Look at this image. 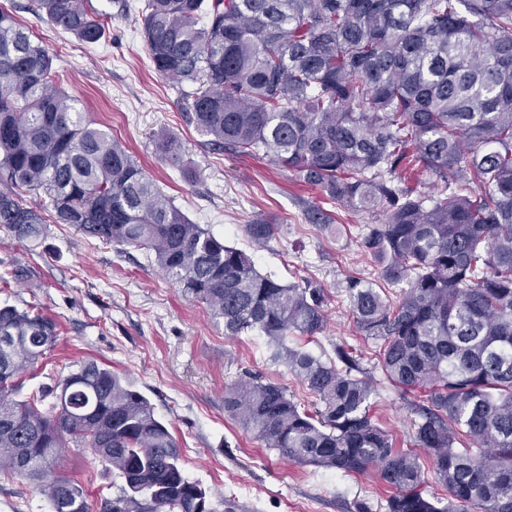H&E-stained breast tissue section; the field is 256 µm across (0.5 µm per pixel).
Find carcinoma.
<instances>
[{"label":"carcinoma","instance_id":"1","mask_svg":"<svg viewBox=\"0 0 512 512\" xmlns=\"http://www.w3.org/2000/svg\"><path fill=\"white\" fill-rule=\"evenodd\" d=\"M32 9L83 43L104 36L91 0ZM142 25L156 72L187 86L186 111L212 141L268 158L328 201L383 214L357 242L383 281L406 285L402 298L394 306L361 279L348 290L360 335L383 341L387 377L428 392L429 405L412 407L414 449L374 422L373 382L348 351L324 361L288 346L326 328L324 288L262 274L251 254L189 222L77 107L57 56L2 9L0 230L36 243L49 217L143 250L224 335L265 336L319 408L248 374L225 388L224 411L283 457L378 468L397 488L388 512H512V0H145ZM413 168L444 188L407 187ZM28 190L50 210L29 205ZM308 220L335 222L319 206ZM276 230L245 225L257 245ZM56 340L39 307L0 304V470L39 487L52 512H88L85 486L53 474L73 442L122 479L102 512H212L154 405L111 369L86 361L18 398ZM420 449L445 504L421 490Z\"/></svg>","mask_w":512,"mask_h":512}]
</instances>
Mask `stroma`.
I'll use <instances>...</instances> for the list:
<instances>
[{
	"mask_svg": "<svg viewBox=\"0 0 512 512\" xmlns=\"http://www.w3.org/2000/svg\"><path fill=\"white\" fill-rule=\"evenodd\" d=\"M106 33L95 44L79 42L32 11L31 0H0L19 22L58 57L65 90L152 175L162 194L195 224L228 245L254 254L260 272L283 283L309 278L327 291L328 324L293 344L315 354L351 350L375 382L376 423L402 449L413 445L411 404L424 392L404 394L384 375L380 341L361 336L351 311L347 279L378 283V268L358 248L360 225L380 213L333 204L340 236L318 231L307 219L322 205L318 190L277 170L263 156L244 157L213 146L190 123L181 87L159 76L141 34L144 0H92ZM179 145L180 163L162 158L158 136ZM263 220L277 231L255 245L245 224ZM28 271L7 279L12 267ZM37 305L59 324V336L41 369L22 379V395L50 385L88 360L118 372L154 405L178 442L185 474L206 489L214 512H387L392 493L377 471L361 475L325 471L282 457L224 412V389L250 372L286 387L312 406L314 397L288 367L272 361L258 333L228 337L206 305L186 297L144 251L120 249L67 224H47L32 245L0 231V302ZM57 475L80 481L89 512H101L120 480L86 449H63ZM0 512H51L34 484L0 471Z\"/></svg>",
	"mask_w": 512,
	"mask_h": 512,
	"instance_id": "stroma-1",
	"label": "stroma"
}]
</instances>
